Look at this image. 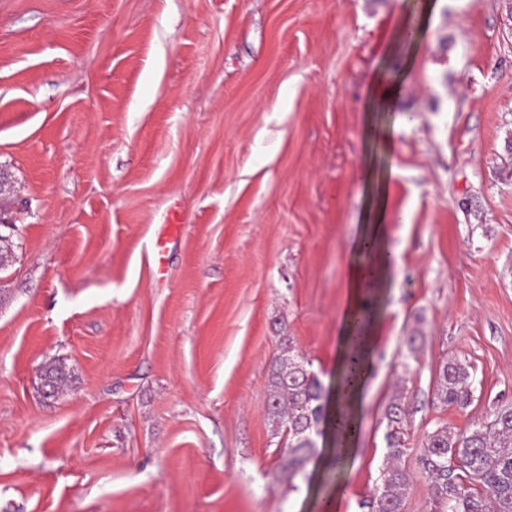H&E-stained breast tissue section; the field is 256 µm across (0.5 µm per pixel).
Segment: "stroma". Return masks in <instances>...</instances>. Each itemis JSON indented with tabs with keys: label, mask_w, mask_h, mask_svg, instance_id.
Here are the masks:
<instances>
[{
	"label": "stroma",
	"mask_w": 512,
	"mask_h": 512,
	"mask_svg": "<svg viewBox=\"0 0 512 512\" xmlns=\"http://www.w3.org/2000/svg\"><path fill=\"white\" fill-rule=\"evenodd\" d=\"M426 2L0 0V512H369L398 398L402 512H444L427 432L512 404V0ZM383 187L409 221L351 327ZM364 333L350 455L322 425L282 474L276 360L332 389ZM467 366L456 360L446 361L439 369L434 398L443 406H467L472 398Z\"/></svg>",
	"instance_id": "1"
}]
</instances>
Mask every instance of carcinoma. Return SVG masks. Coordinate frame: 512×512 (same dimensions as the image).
Segmentation results:
<instances>
[{
	"label": "carcinoma",
	"instance_id": "cac0c4a2",
	"mask_svg": "<svg viewBox=\"0 0 512 512\" xmlns=\"http://www.w3.org/2000/svg\"><path fill=\"white\" fill-rule=\"evenodd\" d=\"M467 366L450 360L439 369L434 398L443 406H467L472 398ZM45 388L55 393L63 370H45ZM326 389L304 361L286 349L272 371L267 415L288 438L282 472L294 473L313 452L309 435L325 417ZM388 433L386 464L370 507L374 512H402L409 478L401 466L406 409L397 402L385 411ZM422 464L431 476L436 503L446 512H512V409L500 408L493 421L461 435L440 427L426 435Z\"/></svg>",
	"mask_w": 512,
	"mask_h": 512
}]
</instances>
